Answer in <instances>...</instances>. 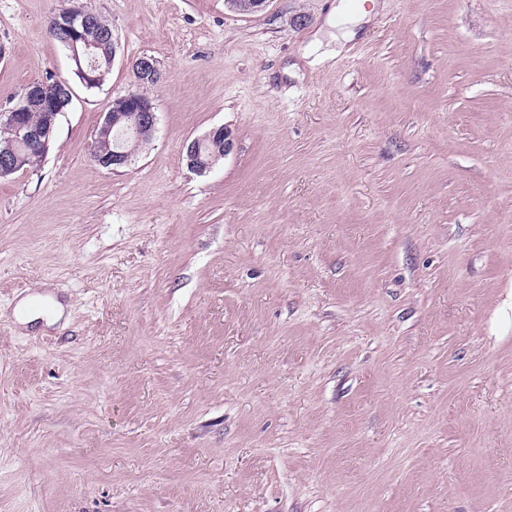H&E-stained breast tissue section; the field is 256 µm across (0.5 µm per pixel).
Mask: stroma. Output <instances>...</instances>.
<instances>
[{
    "instance_id": "stroma-1",
    "label": "stroma",
    "mask_w": 512,
    "mask_h": 512,
    "mask_svg": "<svg viewBox=\"0 0 512 512\" xmlns=\"http://www.w3.org/2000/svg\"><path fill=\"white\" fill-rule=\"evenodd\" d=\"M355 2L79 0L118 41L89 88L68 0H0V111L73 94L0 179V512H512V0H381L310 66ZM143 55L157 129L113 171ZM48 32L53 39L56 38L55 41L60 46L64 45L75 72L87 87L100 86L103 83L106 72L98 64L96 54L100 42L93 29L91 12L74 4L65 7L51 17ZM78 42L83 44L81 53L77 48ZM133 73L138 85H157L163 80V73L157 60L151 56H141L133 63ZM112 111L105 114L95 139L97 141L101 136L106 137L111 133L107 138H101L98 141L96 152L103 154L112 152V155L102 158L93 150L92 157L99 165L115 169L127 165L132 158L128 151L122 150L120 142L131 137L141 144L149 141L156 131L158 119L150 99L136 91H129L116 98L112 103ZM121 120H125L126 124L116 128ZM111 131H114L116 142L114 150H112L114 142ZM222 141L224 143V154L226 156L233 144V134L227 127L219 126L212 128L204 137L191 141L186 147V161L188 167L198 173H206L213 168L218 160V156L205 158L201 149L205 144L212 141ZM49 302V312H36L32 311V305L30 298H25L20 301V303L16 307V312H21V318H19V323L21 324H31L39 319H44L48 326L53 325L57 321L61 319L63 316V306L55 302L52 298H47Z\"/></svg>"
}]
</instances>
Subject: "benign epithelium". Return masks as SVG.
<instances>
[{
  "label": "benign epithelium",
  "mask_w": 512,
  "mask_h": 512,
  "mask_svg": "<svg viewBox=\"0 0 512 512\" xmlns=\"http://www.w3.org/2000/svg\"><path fill=\"white\" fill-rule=\"evenodd\" d=\"M48 32L52 38L58 39L64 45L75 72L86 86L94 87L103 83L106 72L98 64L97 50L100 42L93 29L92 13L74 4L65 7L51 17ZM133 73L139 85H157L163 80L157 60L147 55L134 61ZM62 89L71 91L70 85L64 80H40L27 84L21 95L24 105L1 112L0 123L13 128L17 140L26 147L32 150L44 149L56 128L58 117L62 114V108L56 102ZM29 104L43 112V121L38 127L27 124L24 119V112ZM156 125L157 114L149 98L136 91L116 98L112 103V111L105 114L97 136L106 137L112 133L117 145L110 157L102 158L94 152L93 159L107 168L115 169L127 165L132 155L122 150L119 142L131 137L141 143L147 142L153 137ZM216 140L224 143V152H229L233 144L232 131L224 126L214 127L204 137L191 141L186 147L188 167L198 173L212 169L218 157L211 155L205 158L201 149L205 144ZM19 169L20 159L15 144L11 142L0 148V172L14 173Z\"/></svg>",
  "instance_id": "benign-epithelium-1"
}]
</instances>
